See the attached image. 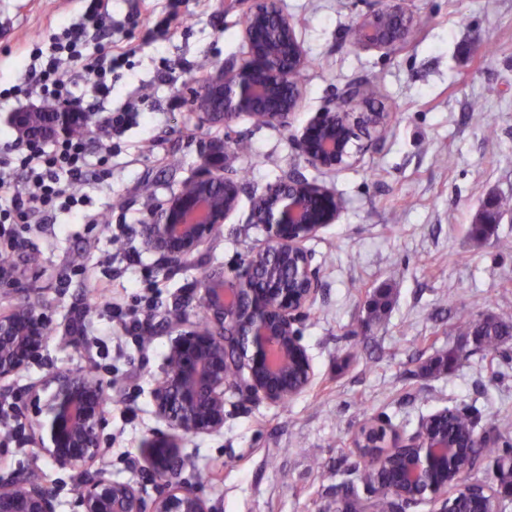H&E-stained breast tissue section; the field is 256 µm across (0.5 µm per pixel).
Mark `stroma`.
<instances>
[{
	"instance_id": "35a3bbf8",
	"label": "stroma",
	"mask_w": 512,
	"mask_h": 512,
	"mask_svg": "<svg viewBox=\"0 0 512 512\" xmlns=\"http://www.w3.org/2000/svg\"><path fill=\"white\" fill-rule=\"evenodd\" d=\"M368 0H280L308 64L296 116L305 123L353 79L367 81L392 120L381 145L352 166L323 173L295 152L288 133L242 116L200 125L190 104L199 80L241 56L242 0H110L132 54L108 98H85L91 117L140 96L138 115L112 136V188L93 192L87 222L66 214L19 232L14 273L50 328L43 362L15 381L25 392L45 363L95 367L109 383L103 463L113 479L148 484L133 461L161 423L150 392L161 376L174 308L197 315L198 283L214 268L233 275L265 244L249 224L254 195L298 170L326 182L345 207L306 246L322 291L299 324L313 365L311 388L287 401L240 403L227 394L224 427L190 438L185 474L215 512H336L346 482L364 492L352 440L365 421L387 417L409 435L445 408L475 407L481 427L512 439V336L495 358L474 353L450 371H425L456 346V315L512 318V212L493 235L467 234L488 196L512 197V0H407L415 18L399 50L357 47L352 30ZM86 0H0V143L12 140L2 92L23 66L19 49L80 18ZM186 17L168 26L172 12ZM496 129L486 138L485 124ZM251 145L249 154L237 141ZM236 173L235 212L183 268L165 272L143 243L141 226L202 171ZM122 248H115L114 240ZM85 270L72 277V265ZM390 291L381 319L369 320L376 289ZM122 307L150 297L151 318L129 327L97 305L98 290ZM368 331H361L362 321ZM0 469L34 471L59 491L58 512H73L78 471L57 467L28 441Z\"/></svg>"
}]
</instances>
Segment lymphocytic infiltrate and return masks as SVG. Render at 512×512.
<instances>
[{
	"mask_svg": "<svg viewBox=\"0 0 512 512\" xmlns=\"http://www.w3.org/2000/svg\"><path fill=\"white\" fill-rule=\"evenodd\" d=\"M108 0H91L81 21L65 27L49 44L33 45L29 62L17 78V98L53 108L76 103L73 86L86 83L92 96L112 91V75L130 51L119 41L109 48L93 43L107 31ZM128 111L100 117L93 137L65 135L45 143L37 137L15 138L0 145V249L10 250L19 229L45 223L60 213H79L90 201L89 189L101 190L111 176L112 133L129 121ZM98 151H91V140Z\"/></svg>",
	"mask_w": 512,
	"mask_h": 512,
	"instance_id": "lymphocytic-infiltrate-1",
	"label": "lymphocytic infiltrate"
}]
</instances>
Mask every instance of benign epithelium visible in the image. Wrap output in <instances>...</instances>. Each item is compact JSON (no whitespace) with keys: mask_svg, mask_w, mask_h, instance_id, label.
I'll return each mask as SVG.
<instances>
[{"mask_svg":"<svg viewBox=\"0 0 512 512\" xmlns=\"http://www.w3.org/2000/svg\"><path fill=\"white\" fill-rule=\"evenodd\" d=\"M414 18L406 0H373L353 30L354 43L396 49L406 43ZM245 58L224 61L193 93L202 123L217 124L245 114L258 125L289 131L298 156L310 166L337 171L355 155L384 138L390 113L370 106L375 91L362 82L345 84L336 102L304 126L293 128L302 101L305 52L278 0H250L244 13ZM365 105L362 112L351 111ZM78 114L58 110L43 136L64 132ZM241 183L230 174H198L193 185L172 196L142 225L147 249L169 269L181 267L211 239L236 210ZM344 208L336 190L292 174L267 187L252 201V223L266 234L265 246L231 277L209 271L199 284L207 322L183 317L172 325L166 367L152 399L166 430L143 443L139 468L153 481L142 486L112 480L98 465L106 422V387L82 369L46 364V375L28 388L39 404L35 419L23 424L26 439L61 468L83 473L75 512H214L200 490L183 477L182 452L192 436L224 428V396L232 391L248 401H285L306 390L313 370L294 325L319 295L322 282L304 242L333 224ZM49 341L47 321L30 297L0 310V395L14 393L6 382L43 358ZM445 411L424 419L402 436L389 424L371 420L353 438L371 471L386 476L382 490L394 512L427 502L431 512H501L512 487L472 481L483 464L480 448L492 431L474 430L452 440L440 429ZM55 487L23 470L0 473V512H57Z\"/></svg>","mask_w":512,"mask_h":512,"instance_id":"1","label":"benign epithelium"}]
</instances>
